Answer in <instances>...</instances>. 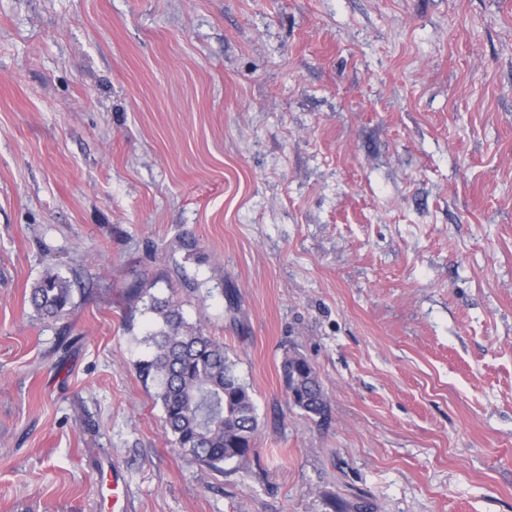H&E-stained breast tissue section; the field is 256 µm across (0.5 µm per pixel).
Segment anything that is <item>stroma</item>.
Segmentation results:
<instances>
[{
	"label": "stroma",
	"instance_id": "obj_1",
	"mask_svg": "<svg viewBox=\"0 0 512 512\" xmlns=\"http://www.w3.org/2000/svg\"><path fill=\"white\" fill-rule=\"evenodd\" d=\"M154 296L253 396L222 470L137 376ZM111 466L124 512H512V0H0V512ZM31 305L41 318H58L72 305L69 281L58 274H47L31 290ZM300 366L298 375L291 372ZM286 391L294 406L310 415H320L325 408L324 394L318 377L310 364L300 357H292L283 364ZM290 391H293L291 396Z\"/></svg>",
	"mask_w": 512,
	"mask_h": 512
}]
</instances>
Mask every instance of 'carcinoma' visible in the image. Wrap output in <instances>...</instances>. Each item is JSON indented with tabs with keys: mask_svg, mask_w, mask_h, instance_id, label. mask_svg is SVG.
I'll return each instance as SVG.
<instances>
[{
	"mask_svg": "<svg viewBox=\"0 0 512 512\" xmlns=\"http://www.w3.org/2000/svg\"><path fill=\"white\" fill-rule=\"evenodd\" d=\"M30 301L39 317L57 318L72 305L70 283L48 274L32 288ZM149 309L159 317V326L148 336L152 354L139 361L136 370L141 382L155 389L174 444L214 470L228 460L247 457L258 417L224 344L188 325L170 299L153 298ZM283 377L294 406L310 415L323 413V390L305 359L286 360Z\"/></svg>",
	"mask_w": 512,
	"mask_h": 512,
	"instance_id": "carcinoma-1",
	"label": "carcinoma"
}]
</instances>
